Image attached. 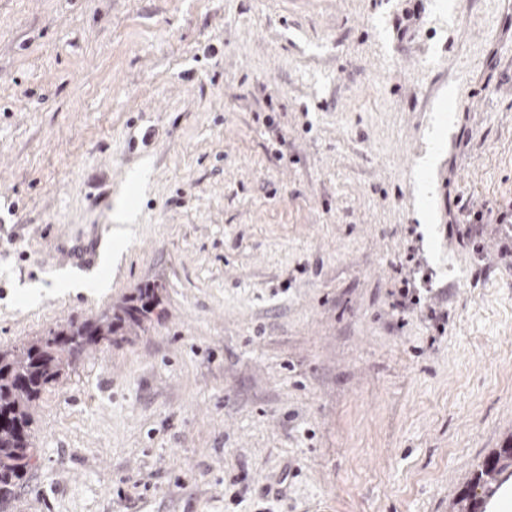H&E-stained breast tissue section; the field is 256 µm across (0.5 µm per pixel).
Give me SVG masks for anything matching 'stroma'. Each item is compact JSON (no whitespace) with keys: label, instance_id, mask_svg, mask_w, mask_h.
I'll list each match as a JSON object with an SVG mask.
<instances>
[{"label":"stroma","instance_id":"stroma-1","mask_svg":"<svg viewBox=\"0 0 512 512\" xmlns=\"http://www.w3.org/2000/svg\"><path fill=\"white\" fill-rule=\"evenodd\" d=\"M509 202L512 0H0V345L165 310L45 390L10 512H455L512 434V226H466Z\"/></svg>","mask_w":512,"mask_h":512}]
</instances>
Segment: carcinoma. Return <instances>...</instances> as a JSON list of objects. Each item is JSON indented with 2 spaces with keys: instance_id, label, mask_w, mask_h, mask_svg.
<instances>
[{
  "instance_id": "1",
  "label": "carcinoma",
  "mask_w": 512,
  "mask_h": 512,
  "mask_svg": "<svg viewBox=\"0 0 512 512\" xmlns=\"http://www.w3.org/2000/svg\"><path fill=\"white\" fill-rule=\"evenodd\" d=\"M160 285L147 283L99 314L69 319L22 345L0 347V512L35 457L31 426L43 390L59 381L76 359L103 343L121 344L161 316ZM512 468V440L478 469L458 498V512H477L476 489L494 492Z\"/></svg>"
}]
</instances>
